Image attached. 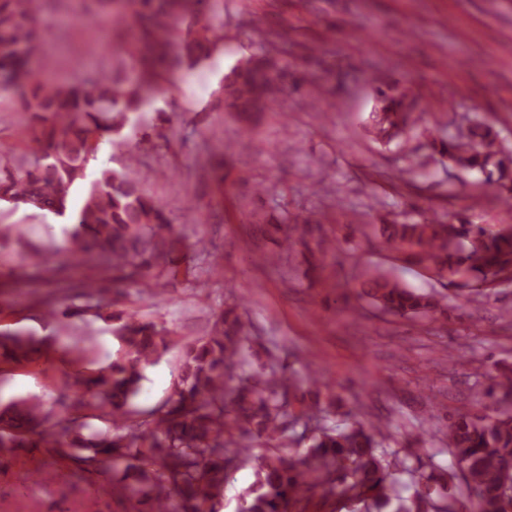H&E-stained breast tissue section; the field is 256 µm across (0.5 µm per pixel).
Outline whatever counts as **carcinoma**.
Masks as SVG:
<instances>
[{"mask_svg": "<svg viewBox=\"0 0 512 512\" xmlns=\"http://www.w3.org/2000/svg\"><path fill=\"white\" fill-rule=\"evenodd\" d=\"M48 0H0V96L18 98L26 113L29 153L0 159V201L15 208L47 212L66 225L65 251L85 266L112 270L120 290L141 285L140 293L159 296L156 280L176 277V230L163 205L149 195L135 176L139 164L129 149L133 138L146 135L142 108L146 93L161 79L159 67L168 58L193 67L208 59L223 38L224 27L195 29L197 15L212 0H97L94 16L136 34L140 63L136 78L101 80L85 94L67 82L35 75L39 48L38 16ZM263 48L234 66L213 93L211 108L234 112L247 122L268 112L281 94L309 87L320 91L318 76L306 71L288 84V42L277 34ZM378 107L367 129L373 140L388 146L418 127L417 96L394 85L378 92ZM448 121L435 120L420 135L448 156L455 167L488 173L489 185L512 198V158L497 142L493 127L471 119L466 131L447 132ZM126 149L120 169L99 168L89 176L104 140ZM264 194L252 188L249 223L274 230L289 225L283 244L321 251L333 241L314 233L320 221L290 217L257 202ZM377 244L438 280L463 278L474 291L512 281V223L477 224L460 213L434 214L418 220L385 219L374 225ZM357 297L403 318L447 314L443 297L411 289L383 273L359 281ZM109 290L90 279L75 296L86 308L112 322V335L122 353L107 367L80 371L64 381L71 403L64 412L37 397L0 403V456L16 448H50L80 470L112 477V496L132 512H217L237 461L256 460L255 482L242 494L241 512H309L318 503L337 512L348 502L355 512H512V408L491 414L457 413L448 418L449 468L441 475L459 479V494H437L434 474L414 480V492H399L400 474L414 475L409 457L394 450L378 452L386 426L356 422L339 431L312 428L311 444L299 458L285 457L272 441L298 425L311 428L321 411L318 385L309 375L297 377L288 364L253 367L245 350L246 325L236 308L215 316L207 335L184 346L171 396L144 418L133 401L141 392L144 369L169 348L170 332L135 313L103 311L112 306ZM51 317L78 314L69 306H52ZM82 339H36L20 333L0 334V363L28 365L51 352L89 360ZM91 414L85 415L83 411ZM105 424L98 428L87 421Z\"/></svg>", "mask_w": 512, "mask_h": 512, "instance_id": "carcinoma-1", "label": "carcinoma"}]
</instances>
